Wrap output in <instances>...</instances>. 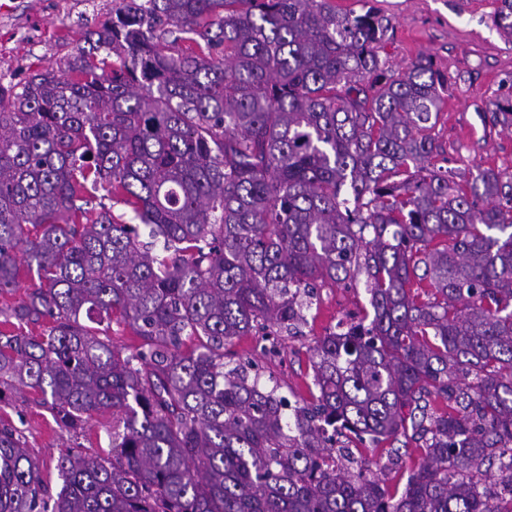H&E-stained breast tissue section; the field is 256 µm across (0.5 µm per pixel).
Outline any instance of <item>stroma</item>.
<instances>
[{
  "label": "stroma",
  "instance_id": "1",
  "mask_svg": "<svg viewBox=\"0 0 512 512\" xmlns=\"http://www.w3.org/2000/svg\"><path fill=\"white\" fill-rule=\"evenodd\" d=\"M0 11V81L20 82L36 70L57 69L86 47V34L111 13L112 0H7ZM355 13L375 9L388 24L378 48L381 58L401 68L420 55L430 56L446 80L447 103L432 131L443 145L448 166L467 179L477 169L512 170V130L492 125L496 98L512 95V40L493 23L496 0H336ZM318 306L307 312L297 335L282 339L284 355L267 362L265 373L287 396L308 394L309 348L316 338L355 318L368 306L363 282L322 285ZM19 430L42 464L51 492L61 481L56 464L61 452L107 455L112 443V414L94 415L83 430L59 428L51 414L30 404L21 390L0 404V425Z\"/></svg>",
  "mask_w": 512,
  "mask_h": 512
}]
</instances>
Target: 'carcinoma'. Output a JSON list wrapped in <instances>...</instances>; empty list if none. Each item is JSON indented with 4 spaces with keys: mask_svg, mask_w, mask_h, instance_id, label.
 Wrapping results in <instances>:
<instances>
[{
    "mask_svg": "<svg viewBox=\"0 0 512 512\" xmlns=\"http://www.w3.org/2000/svg\"><path fill=\"white\" fill-rule=\"evenodd\" d=\"M494 24L512 38V0ZM386 32L335 0H118L106 56L0 82V294L38 280L0 308V403L28 388L68 432L112 412V455L61 454L54 496L0 427V512H512V173L437 165L445 81L393 69ZM361 275L371 311L315 340L310 400L224 361ZM114 320L141 344L100 338ZM331 429L421 462L392 493Z\"/></svg>",
    "mask_w": 512,
    "mask_h": 512,
    "instance_id": "1",
    "label": "carcinoma"
}]
</instances>
